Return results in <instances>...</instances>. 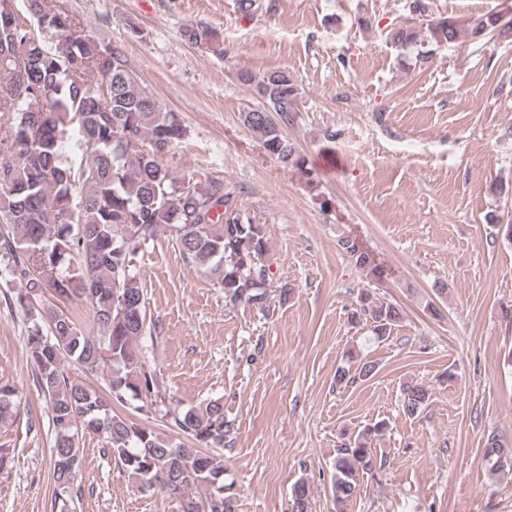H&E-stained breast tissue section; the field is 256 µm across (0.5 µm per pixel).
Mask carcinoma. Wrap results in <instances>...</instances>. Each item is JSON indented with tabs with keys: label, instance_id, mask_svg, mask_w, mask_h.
<instances>
[{
	"label": "carcinoma",
	"instance_id": "1",
	"mask_svg": "<svg viewBox=\"0 0 512 512\" xmlns=\"http://www.w3.org/2000/svg\"><path fill=\"white\" fill-rule=\"evenodd\" d=\"M55 0H25L31 23L20 20L13 0H0V112L12 121L0 134V279L24 284L15 300L32 321L27 352L34 382L45 397L54 430L52 472L61 502L71 498L82 467L80 442L86 432L104 435L110 451L142 492L161 491L178 500L180 512H235L234 493L224 483L218 458L186 448L154 430L115 414L112 407L155 401L156 380L138 344L152 337L146 300L135 272L142 244L161 228L174 233L185 260L224 288V298L270 310L275 277L260 262L268 251L261 225L236 206L224 183L177 180L160 158L182 142L187 128L178 115L147 94L119 51L80 29ZM466 36L476 43L512 37V18L487 12L459 22L434 17L426 36L410 25L387 34L402 51L419 45L416 58ZM183 39L224 53L221 33L206 25L187 27ZM97 80L92 81L89 76ZM261 105L240 114L266 153L285 167L307 170L306 156L284 133L298 116V87L291 73L276 68L261 74L238 72ZM109 97H101L102 83ZM338 247L371 280L381 272L349 237ZM47 289L62 302L84 298L93 330L85 331L64 309L36 304ZM403 319L397 304L373 288L362 289L350 323L367 325L377 341L391 337ZM110 368V398L86 383ZM373 362L340 367L338 386L372 377ZM422 383L403 388L402 406L420 415L430 400ZM20 392L0 386V421L12 416ZM178 429L199 448H222L231 432L218 400L174 417ZM388 428L385 420L367 425L336 454L332 494L336 512L357 495L359 474L384 467L372 444ZM512 451L494 432L484 457L506 463ZM205 491V498L195 496ZM309 489L294 484L291 512H308Z\"/></svg>",
	"mask_w": 512,
	"mask_h": 512
}]
</instances>
